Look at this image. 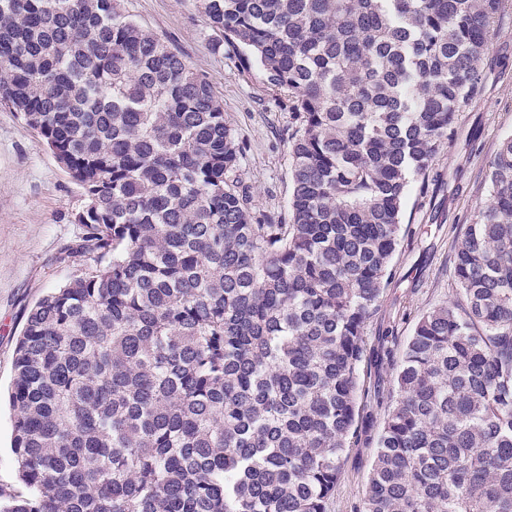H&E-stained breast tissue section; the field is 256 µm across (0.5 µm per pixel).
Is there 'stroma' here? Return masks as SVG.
<instances>
[{
    "label": "stroma",
    "mask_w": 512,
    "mask_h": 512,
    "mask_svg": "<svg viewBox=\"0 0 512 512\" xmlns=\"http://www.w3.org/2000/svg\"><path fill=\"white\" fill-rule=\"evenodd\" d=\"M126 12L185 56L224 103V118L244 146L236 172L240 192L261 221L288 220V96L242 68L237 53L205 24L196 0H121ZM484 78L457 112L454 131L437 154L434 181L413 182L392 284L367 320L360 365L364 382L357 430L343 460L328 512H357L367 487L385 416L396 391L403 347L422 314L453 298L454 252L488 198L486 170L512 136V0L483 55ZM81 188L21 117L0 108V389L14 378V357L25 313L47 291L75 274L61 248L81 229ZM12 415L0 408V491L22 493L11 449Z\"/></svg>",
    "instance_id": "obj_1"
}]
</instances>
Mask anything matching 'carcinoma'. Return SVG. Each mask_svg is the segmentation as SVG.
Wrapping results in <instances>:
<instances>
[{
	"label": "carcinoma",
	"mask_w": 512,
	"mask_h": 512,
	"mask_svg": "<svg viewBox=\"0 0 512 512\" xmlns=\"http://www.w3.org/2000/svg\"><path fill=\"white\" fill-rule=\"evenodd\" d=\"M288 92V223L213 86L119 0H0V107L84 190L91 265L27 311L0 512H327L409 187L504 0H198ZM396 369L361 512H512V138Z\"/></svg>",
	"instance_id": "carcinoma-1"
}]
</instances>
